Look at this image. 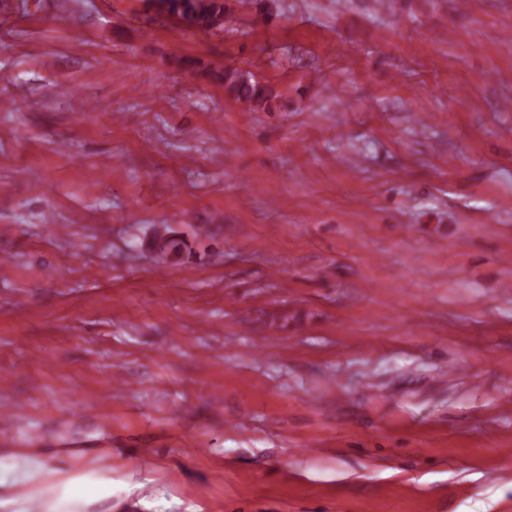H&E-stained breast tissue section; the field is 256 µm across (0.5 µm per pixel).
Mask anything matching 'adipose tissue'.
Returning a JSON list of instances; mask_svg holds the SVG:
<instances>
[{"instance_id":"obj_1","label":"adipose tissue","mask_w":512,"mask_h":512,"mask_svg":"<svg viewBox=\"0 0 512 512\" xmlns=\"http://www.w3.org/2000/svg\"><path fill=\"white\" fill-rule=\"evenodd\" d=\"M0 512H112V471L51 448L4 449Z\"/></svg>"}]
</instances>
